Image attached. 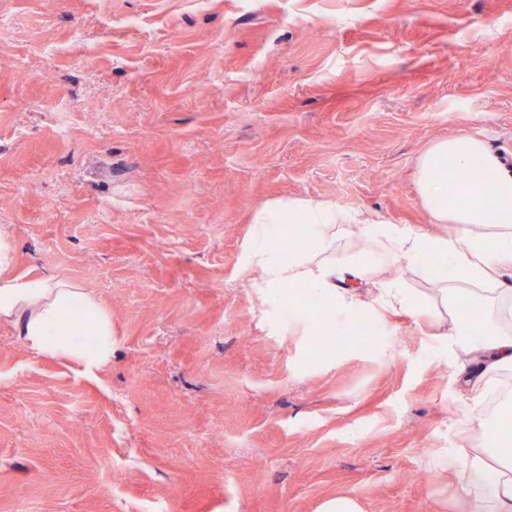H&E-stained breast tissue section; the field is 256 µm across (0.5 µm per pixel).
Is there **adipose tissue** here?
Segmentation results:
<instances>
[{"label": "adipose tissue", "instance_id": "adipose-tissue-1", "mask_svg": "<svg viewBox=\"0 0 512 512\" xmlns=\"http://www.w3.org/2000/svg\"><path fill=\"white\" fill-rule=\"evenodd\" d=\"M465 181L449 186L448 177ZM416 187L434 224L458 226V234L425 235L399 224H379L362 212H346L313 200H279L256 215L247 249V268L260 270L266 290L306 286L329 300L355 301L356 288L371 265L342 263L331 253L338 239L359 229L377 242L387 262L398 265L427 255L447 260L455 282L437 289L441 303L463 296L485 309L480 325L452 316L443 333L457 360V376L469 391L484 393L501 372L512 370V168L481 138L457 134L434 142L421 155ZM306 225V245L281 258V240L293 225ZM0 256V320L14 324L25 344L90 373L112 356V322L91 294L50 276L7 275ZM512 417V397L479 418L485 439L478 448L455 449L445 465L479 512H512V448L489 431Z\"/></svg>", "mask_w": 512, "mask_h": 512}]
</instances>
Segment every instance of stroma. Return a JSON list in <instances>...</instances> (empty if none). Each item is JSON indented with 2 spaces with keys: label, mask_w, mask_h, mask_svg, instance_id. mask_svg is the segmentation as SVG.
Listing matches in <instances>:
<instances>
[{
  "label": "stroma",
  "mask_w": 512,
  "mask_h": 512,
  "mask_svg": "<svg viewBox=\"0 0 512 512\" xmlns=\"http://www.w3.org/2000/svg\"><path fill=\"white\" fill-rule=\"evenodd\" d=\"M457 133L512 165V0H0L9 270L112 320L89 374L0 323V512H468L437 462L479 405L428 265L337 305L364 344L242 269L277 198L443 233L415 172ZM386 288L382 289V299L388 305L402 310L413 311L418 306V298L415 294L409 292L407 288H403L398 283L387 282Z\"/></svg>",
  "instance_id": "obj_1"
}]
</instances>
